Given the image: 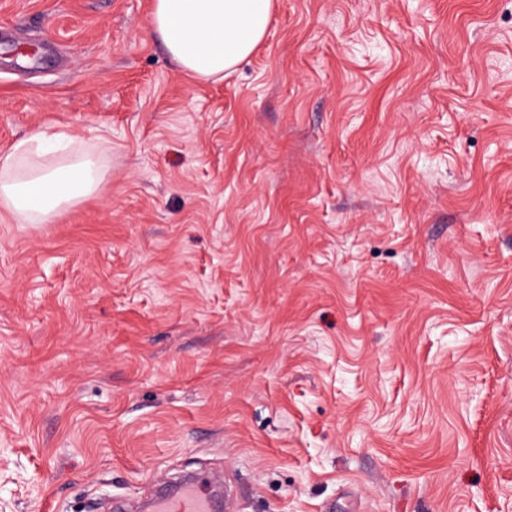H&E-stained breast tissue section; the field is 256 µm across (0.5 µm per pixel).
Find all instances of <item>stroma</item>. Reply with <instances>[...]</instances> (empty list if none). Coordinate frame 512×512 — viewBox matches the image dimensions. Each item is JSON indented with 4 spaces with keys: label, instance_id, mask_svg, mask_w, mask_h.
Returning <instances> with one entry per match:
<instances>
[{
    "label": "stroma",
    "instance_id": "obj_1",
    "mask_svg": "<svg viewBox=\"0 0 512 512\" xmlns=\"http://www.w3.org/2000/svg\"><path fill=\"white\" fill-rule=\"evenodd\" d=\"M153 0H0V512L222 471L225 512H512V0H274L227 76ZM55 149L54 141L45 133L38 132L30 138L17 143L12 152L6 156L0 157V169H11L16 166V162L21 155H32L41 158L43 155ZM67 154L53 165L36 163L0 179V205L20 224H48L62 210L98 189L102 170L82 144L71 139Z\"/></svg>",
    "mask_w": 512,
    "mask_h": 512
}]
</instances>
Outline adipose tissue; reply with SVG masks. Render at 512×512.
Returning <instances> with one entry per match:
<instances>
[{
    "label": "adipose tissue",
    "instance_id": "adipose-tissue-1",
    "mask_svg": "<svg viewBox=\"0 0 512 512\" xmlns=\"http://www.w3.org/2000/svg\"><path fill=\"white\" fill-rule=\"evenodd\" d=\"M273 0H155L148 24L169 56L199 78H212L246 62L264 39ZM51 137L39 132L0 157V205L23 224L49 223L62 210L98 189L102 170L78 141L52 165L42 164L53 151Z\"/></svg>",
    "mask_w": 512,
    "mask_h": 512
}]
</instances>
